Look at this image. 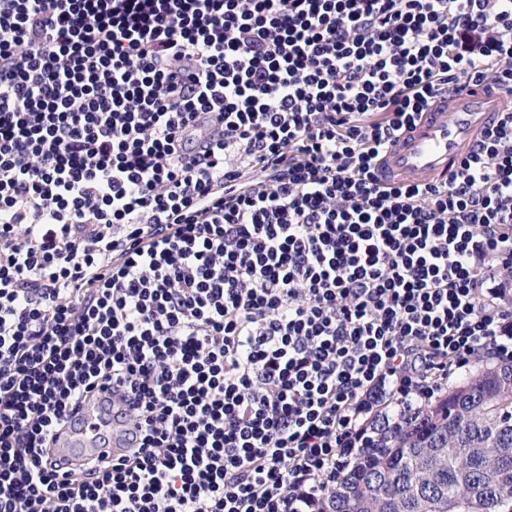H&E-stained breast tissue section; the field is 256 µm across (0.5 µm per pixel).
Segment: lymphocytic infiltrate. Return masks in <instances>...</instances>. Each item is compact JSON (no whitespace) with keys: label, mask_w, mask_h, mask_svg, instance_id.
Wrapping results in <instances>:
<instances>
[{"label":"lymphocytic infiltrate","mask_w":512,"mask_h":512,"mask_svg":"<svg viewBox=\"0 0 512 512\" xmlns=\"http://www.w3.org/2000/svg\"><path fill=\"white\" fill-rule=\"evenodd\" d=\"M512 0H0V512H321L378 430L512 360ZM137 444L70 470L102 387ZM505 108L494 91L466 87L434 99L417 125L391 143L379 161L386 183L428 184L448 179L463 152ZM106 414L103 403L84 405L76 420L60 437L58 454L68 459H80L108 449L93 447L94 444L88 437L90 425L97 427L98 431L102 430V424L107 423L104 417Z\"/></svg>","instance_id":"obj_1"}]
</instances>
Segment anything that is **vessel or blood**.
Segmentation results:
<instances>
[{"label": "vessel or blood", "mask_w": 512, "mask_h": 512, "mask_svg": "<svg viewBox=\"0 0 512 512\" xmlns=\"http://www.w3.org/2000/svg\"><path fill=\"white\" fill-rule=\"evenodd\" d=\"M505 108L503 96L490 90L466 87L439 96L417 125L391 143L379 161L384 182L428 184L447 179L466 149L476 146L482 130ZM103 403L81 409L58 443V453L68 459L95 454L88 437L90 427L106 423Z\"/></svg>", "instance_id": "obj_1"}]
</instances>
